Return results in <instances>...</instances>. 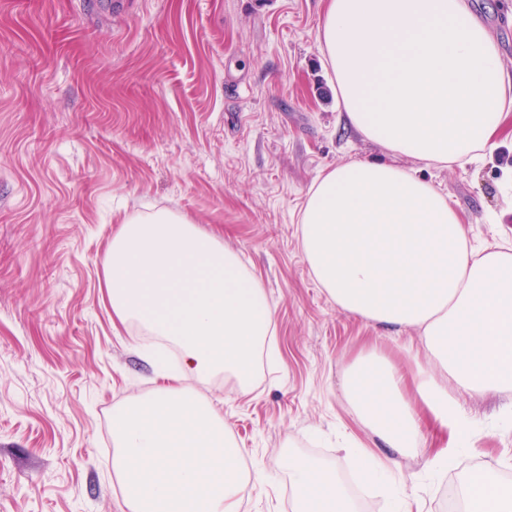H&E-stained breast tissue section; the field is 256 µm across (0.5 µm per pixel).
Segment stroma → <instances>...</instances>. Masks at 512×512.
<instances>
[{"label": "stroma", "instance_id": "obj_1", "mask_svg": "<svg viewBox=\"0 0 512 512\" xmlns=\"http://www.w3.org/2000/svg\"><path fill=\"white\" fill-rule=\"evenodd\" d=\"M512 72V0H472ZM324 0H0V512H123L112 411L167 380L152 337L112 320L99 286L123 215L186 214L240 254L267 288L275 358L253 388L219 374L182 386L221 410L249 467L242 512H292L284 455L335 467L360 512H391L352 452L395 457V480L430 512L478 473L512 486V391L460 395L475 430L450 466L442 439L395 455L365 424L345 370L376 352L427 363L415 329L338 308L299 241L325 170L385 158L345 123L319 50ZM493 160L398 164L448 195L476 247H512V120Z\"/></svg>", "mask_w": 512, "mask_h": 512}]
</instances>
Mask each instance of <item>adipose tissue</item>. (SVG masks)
Segmentation results:
<instances>
[{"instance_id":"obj_1","label":"adipose tissue","mask_w":512,"mask_h":512,"mask_svg":"<svg viewBox=\"0 0 512 512\" xmlns=\"http://www.w3.org/2000/svg\"><path fill=\"white\" fill-rule=\"evenodd\" d=\"M318 40L347 122L392 157L325 171L299 217L310 270L342 310L412 327L434 367L413 379L369 353L345 390L375 435L407 454L421 416L449 429L452 460L472 433L459 394L512 391V249L470 248L447 195L397 157L462 167L485 159L512 116V72L470 0H326ZM112 316L180 349L181 375L220 373L248 394L276 333L263 283L238 253L166 209L123 216L103 282ZM293 512H358L335 468L290 454ZM464 512H512V488L486 471Z\"/></svg>"}]
</instances>
